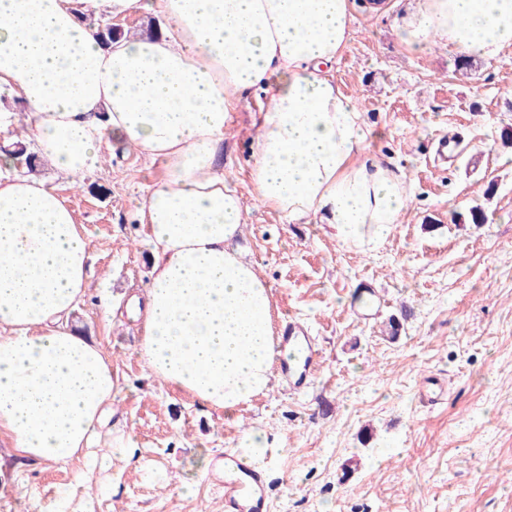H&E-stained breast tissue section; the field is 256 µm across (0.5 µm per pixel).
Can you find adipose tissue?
<instances>
[{
	"mask_svg": "<svg viewBox=\"0 0 512 512\" xmlns=\"http://www.w3.org/2000/svg\"><path fill=\"white\" fill-rule=\"evenodd\" d=\"M143 6L151 36L102 44L99 18ZM350 0H0V435L39 464L101 436L120 384L73 317L89 292L87 232L56 186L13 175L16 144L81 180L115 142L161 161L142 199L151 246L138 318L151 376L225 412L267 392L273 295L238 239L248 210L224 176V133L250 92L270 95L252 140L253 195L313 216L350 249L385 240L406 177L361 159L365 128L326 68L345 48ZM401 40L486 60L512 46V0H416Z\"/></svg>",
	"mask_w": 512,
	"mask_h": 512,
	"instance_id": "obj_1",
	"label": "adipose tissue"
}]
</instances>
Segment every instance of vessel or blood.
<instances>
[{
  "instance_id": "b4317fda",
  "label": "vessel or blood",
  "mask_w": 512,
  "mask_h": 512,
  "mask_svg": "<svg viewBox=\"0 0 512 512\" xmlns=\"http://www.w3.org/2000/svg\"><path fill=\"white\" fill-rule=\"evenodd\" d=\"M281 346L299 350V358H280L279 371L295 388L307 386L317 364L318 352L302 327L288 323L281 330ZM211 481L224 492V512H268L267 488L262 469L241 454L227 452L216 457Z\"/></svg>"
}]
</instances>
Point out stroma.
Returning <instances> with one entry per match:
<instances>
[{"label": "stroma", "instance_id": "35a3bbf8", "mask_svg": "<svg viewBox=\"0 0 512 512\" xmlns=\"http://www.w3.org/2000/svg\"><path fill=\"white\" fill-rule=\"evenodd\" d=\"M388 2L384 14L354 6L331 68L362 114L364 157L406 176L409 208L384 241L350 250L317 218L291 222L251 198L264 93L224 139V174L247 197L239 245L272 289L274 323L298 321L318 341L306 391L276 378L225 412L150 376L137 326L106 320L103 304L144 287L138 207L162 166L124 150L76 185L50 164L38 169L91 241L75 318L112 358L121 391L110 428L131 446L43 465L0 437V512H224L203 462L241 449L251 428L268 436L271 512H512V144L500 138L512 130V47L458 70L456 51L407 48L398 27L414 0ZM448 134L463 153L444 162L424 144ZM475 207L484 223H472ZM370 290L381 307L368 314ZM430 376L445 391L435 405L417 396Z\"/></svg>", "mask_w": 512, "mask_h": 512}]
</instances>
